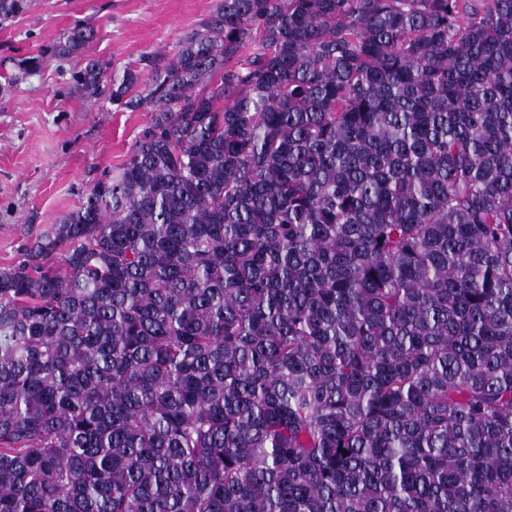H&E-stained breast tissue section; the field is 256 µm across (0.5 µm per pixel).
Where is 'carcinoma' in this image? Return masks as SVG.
<instances>
[{"label": "carcinoma", "mask_w": 512, "mask_h": 512, "mask_svg": "<svg viewBox=\"0 0 512 512\" xmlns=\"http://www.w3.org/2000/svg\"><path fill=\"white\" fill-rule=\"evenodd\" d=\"M140 64L0 267V512H512V0H221Z\"/></svg>", "instance_id": "obj_1"}]
</instances>
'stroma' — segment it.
<instances>
[{"label": "stroma", "instance_id": "1", "mask_svg": "<svg viewBox=\"0 0 512 512\" xmlns=\"http://www.w3.org/2000/svg\"><path fill=\"white\" fill-rule=\"evenodd\" d=\"M221 0H33L0 23V267L78 206L93 185L121 165L148 112L111 102L112 79L141 56L168 59L183 34ZM93 27L82 54L53 55L75 24ZM38 62L24 73L17 63ZM107 63L96 93L72 75L88 60Z\"/></svg>", "mask_w": 512, "mask_h": 512}]
</instances>
